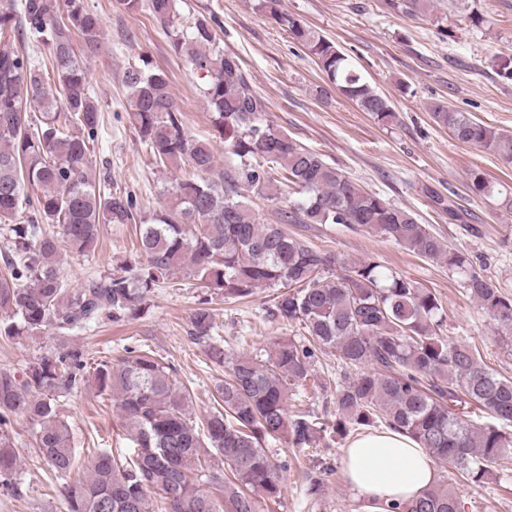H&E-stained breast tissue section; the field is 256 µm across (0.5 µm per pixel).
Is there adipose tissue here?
<instances>
[{"label":"adipose tissue","mask_w":512,"mask_h":512,"mask_svg":"<svg viewBox=\"0 0 512 512\" xmlns=\"http://www.w3.org/2000/svg\"><path fill=\"white\" fill-rule=\"evenodd\" d=\"M342 477L363 503L409 502L433 485L437 468L427 452L407 435L364 433L344 448Z\"/></svg>","instance_id":"adipose-tissue-1"}]
</instances>
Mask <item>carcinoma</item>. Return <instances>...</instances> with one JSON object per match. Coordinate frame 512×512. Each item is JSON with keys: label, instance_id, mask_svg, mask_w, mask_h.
Masks as SVG:
<instances>
[{"label": "carcinoma", "instance_id": "carcinoma-1", "mask_svg": "<svg viewBox=\"0 0 512 512\" xmlns=\"http://www.w3.org/2000/svg\"><path fill=\"white\" fill-rule=\"evenodd\" d=\"M128 12L146 6L173 26L175 55L205 78L202 96L224 140L239 160L215 166L212 143L192 138L170 91L168 75L147 59L127 67L125 110L156 167L187 165L163 209L147 219L131 193L96 178L91 145L99 140L101 113L86 68L75 52H94L100 17L83 0H19L0 13L7 29L35 42L54 74L27 52L0 51V338L56 332L78 335L104 320L119 323L144 312L150 294L178 272L202 296L191 317L192 336L208 359L228 374L211 391L213 411L198 421L191 395L174 368L150 352L126 349L117 363L101 361L87 375L85 351L70 346L29 363L23 374L0 369V485H13L18 467L14 436L26 420L36 452L59 478L76 467L58 398L88 379L112 397L134 455L104 451L76 481L64 484L68 512H260L261 501L282 495L277 464L263 448L268 438L310 447L325 431L309 412L288 411V391L306 385L319 349L355 373L336 382L332 432L346 436L384 426L425 448L439 468L451 466L481 483L512 462V379L490 370L477 348L440 334L445 310L431 290L367 260H339L285 224L359 225L465 277L470 297L499 327L512 330V297L472 269L410 211L368 192L319 153L265 119V100L251 88L241 61L218 46L214 20L196 17L173 25L177 0H118ZM293 40L312 55L323 77L361 111L379 120L392 115L377 92L336 44L284 11L281 0H257ZM434 122L462 142L498 153L512 165V134L500 133L440 103ZM294 190L276 223L262 224L243 200L245 189L268 201L281 186ZM468 189L496 198L512 212V196L480 171ZM136 225L137 252L145 262L125 274L90 276L66 287L60 257L96 248L103 226ZM339 267L333 272V267ZM256 288H276L270 314L297 324L303 340L276 341L266 359L224 350L215 339L210 297L243 300ZM473 406L489 422L475 424L455 411ZM204 482L210 491L198 489ZM380 512H462L458 497L439 483L408 503H380Z\"/></svg>", "mask_w": 512, "mask_h": 512}]
</instances>
